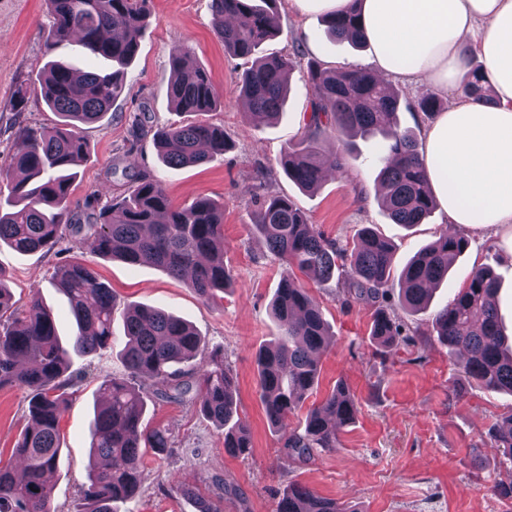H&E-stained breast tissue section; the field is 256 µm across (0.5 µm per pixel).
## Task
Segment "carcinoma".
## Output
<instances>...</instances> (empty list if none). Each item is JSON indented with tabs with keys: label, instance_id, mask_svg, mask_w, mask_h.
<instances>
[{
	"label": "carcinoma",
	"instance_id": "cac0c4a2",
	"mask_svg": "<svg viewBox=\"0 0 512 512\" xmlns=\"http://www.w3.org/2000/svg\"><path fill=\"white\" fill-rule=\"evenodd\" d=\"M53 18L52 43L76 40L82 49L116 65L110 72L80 71L51 64L40 76L41 94L60 123L47 133L19 129L15 151L0 164V182L8 194L0 198V244L20 254L50 249L66 236L81 237L94 255L131 265L147 263L172 277L190 274L189 287L205 302L233 284L224 265V208L200 197L186 207L172 205L163 181L150 173L134 176L124 195L105 203L94 195L89 224L72 223L71 185L84 160L87 144L82 126L100 121L122 96L121 68L137 54L148 0H46ZM277 0H212L213 30L224 50L243 60L240 102L253 126L279 113L287 96L283 74L289 57L260 54L275 36L270 10ZM117 19L122 33L105 35ZM329 36L356 47L367 46L357 36L360 12L325 15ZM187 49L172 53L173 75L168 94L174 110L202 115L220 105L204 69L185 64ZM462 90L488 96L481 83L482 65L470 62ZM312 110L297 147L279 164L303 191L321 183L326 159L339 170L352 138H378L395 163L384 162L379 181L385 188L381 205L390 219L408 228L423 222L436 207L420 166L416 136L397 123L401 98L374 73L357 69L329 70L314 59L306 62ZM333 133L340 148L320 151V140ZM154 141L168 167L201 165L224 154V128L205 121L169 123L156 127ZM253 229L271 254L281 261V275L271 310L282 334L259 350L257 377L260 400L271 427L288 454L309 459L314 451L336 447L337 429L349 424L356 406L342 385L305 419L304 431L282 427L288 413L302 405L318 385L320 358L329 336L327 323L297 274L325 282L346 276L348 289L364 300L378 299L391 285L395 248L370 227L363 228L351 250L308 223L306 215L286 197L270 196L256 212ZM468 241L446 232L416 253L400 276V306L418 313L427 309L430 285L448 277L450 265ZM343 264H338V261ZM78 330L71 348L61 343L54 317L38 297L21 313L3 317L8 289L0 277V388L20 384L31 395L30 424L16 444L13 457L25 472L16 478L14 464L0 463V512H58L52 488L45 480L58 464L60 422L66 390L73 385L69 351L92 354L116 341L112 324L116 310L112 289L93 269L74 263L58 270ZM498 278L489 267L474 270L467 284L432 318L438 340L451 351L467 355L469 380L493 391L512 393V346L504 334L497 307ZM123 360L126 374L102 380L99 405L91 426V457L86 481L79 485L73 512H116L115 504L139 488L141 449L163 452L166 430L142 428L146 399L197 405L204 416L224 429V450L242 456L251 448L246 422L237 412L236 380L224 354L206 353L201 337L185 321L158 309L129 307L123 317ZM371 336L390 348L398 327L383 308L374 311ZM493 447L512 464V413L501 417L491 433ZM275 512H355L310 488L293 483L278 499Z\"/></svg>",
	"mask_w": 512,
	"mask_h": 512
}]
</instances>
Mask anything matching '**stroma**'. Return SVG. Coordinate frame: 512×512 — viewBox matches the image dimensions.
Returning a JSON list of instances; mask_svg holds the SVG:
<instances>
[{"label":"stroma","instance_id":"obj_1","mask_svg":"<svg viewBox=\"0 0 512 512\" xmlns=\"http://www.w3.org/2000/svg\"><path fill=\"white\" fill-rule=\"evenodd\" d=\"M149 9L139 50L124 69L122 96L100 122L83 128L88 156L72 185L75 214L86 217L91 192H100L106 200L122 196L132 175L143 171L164 180L175 206L200 197L215 199L224 205V262L234 275L233 287L207 304L186 280L149 264L132 266L95 257L73 237L25 255L0 246V270L14 308L25 309L32 297H39L52 311L62 341H69L76 324L54 274L62 266L82 262L117 299L115 334L123 332L122 309L161 308L190 323L208 348L223 350L233 370L239 414L251 430L249 453H225L221 430L195 405L148 400L143 426L165 427L172 446L161 457L144 449L141 488L118 504V512H199L203 500L219 512H275L279 497L294 481L344 502L353 512H506L489 487L495 480H512V465L502 462L492 448L489 431L512 413V395L468 383L463 355L438 342L431 320L473 270L488 266L501 282L499 313L511 329L512 246L495 230L462 229L468 246L455 259L447 281L433 291L428 311L406 313L397 289L389 290L385 303L402 334L388 349L377 346L371 336L375 303L357 299L343 278L324 284L301 278L330 333L319 384L309 401L320 402L342 382L352 391L357 411L353 422L341 427L335 448L308 460L288 456L268 426L257 387V354L277 334L271 303L280 262L253 233L254 212L269 195L290 197L325 238L347 249L361 228L376 227L394 242L398 271L434 241L447 222L438 210L410 229L390 220L371 191L385 154L375 139L357 140L346 157L345 176L325 178L312 192L300 190L283 173L279 160L310 116L304 67L290 71L283 112L261 127H250L238 105L242 62L225 52L215 35L211 0H149ZM276 12L278 32L264 44V54L313 51L332 68L366 66L368 49L330 40L321 16L297 18L289 13L287 0H278ZM50 30L45 0H0V163L13 153L18 127L50 130L58 121L39 90L47 64L65 62L80 70L110 67L75 44L51 45ZM180 43L191 62L212 79L222 105L206 119L223 126L230 147L205 164L174 169L159 161L151 135L140 133L131 116L141 114L147 127L180 121L167 96L171 53ZM21 87L27 90V103L18 109L15 92ZM70 370L77 381L61 419L62 453L51 476L59 512H70L86 476L96 390L104 377L125 372L114 347L90 356L72 354ZM28 400L22 387L0 388V460L12 459L27 425ZM216 478L224 484L225 496H217L212 484ZM180 483L195 487V496L177 493Z\"/></svg>","mask_w":512,"mask_h":512}]
</instances>
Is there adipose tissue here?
<instances>
[{
	"mask_svg": "<svg viewBox=\"0 0 512 512\" xmlns=\"http://www.w3.org/2000/svg\"><path fill=\"white\" fill-rule=\"evenodd\" d=\"M377 75L447 103L427 120L418 160L451 228L512 233V0H361ZM489 98H466L470 54Z\"/></svg>",
	"mask_w": 512,
	"mask_h": 512,
	"instance_id": "obj_1",
	"label": "adipose tissue"
}]
</instances>
